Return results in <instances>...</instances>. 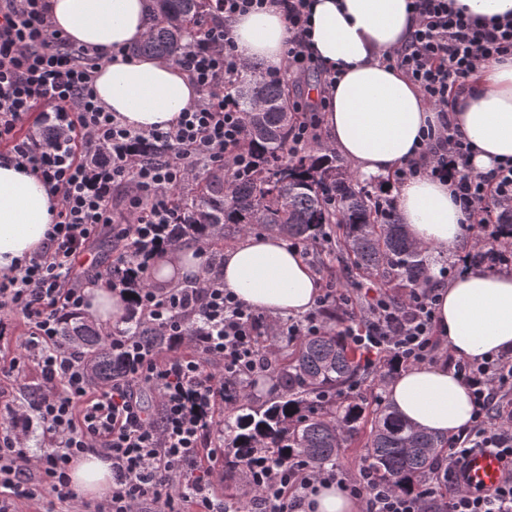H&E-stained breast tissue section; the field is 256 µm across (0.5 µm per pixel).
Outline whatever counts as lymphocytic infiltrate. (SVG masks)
<instances>
[{
	"label": "lymphocytic infiltrate",
	"mask_w": 512,
	"mask_h": 512,
	"mask_svg": "<svg viewBox=\"0 0 512 512\" xmlns=\"http://www.w3.org/2000/svg\"><path fill=\"white\" fill-rule=\"evenodd\" d=\"M268 2L212 0L204 35L188 39L175 57L200 90L197 103L169 128L137 131L99 105L94 73L100 55L51 27L46 0H0V145L6 160L30 170L59 199L44 251L0 272V337L15 315L28 327L21 357L0 372L11 376L24 367L39 376L34 400L19 390L1 405L0 512H13L15 499L47 493L65 505L76 500L70 470L88 452L112 463V488L93 512H185L190 505L196 512H224V502L211 496L224 454L217 403L272 371L285 339L326 331L329 311H336L341 336L362 351L367 367L434 360L435 281L401 298L330 283L313 311L288 322L265 319L214 275L197 278L190 292L147 284L151 257L181 242L177 228L189 221L172 203L175 190L209 171L223 172L229 183L243 179L255 163L242 148L248 128L234 92L246 65L224 22ZM282 4L290 37L282 68L262 74L269 82L298 81L318 69L307 50L312 0ZM412 6L419 23L386 61L417 86L440 121L398 177L449 181L473 240L471 264L511 270L512 237L490 223L512 222V162L473 171L470 145L448 112L480 63L512 54V20L481 25L449 0H412ZM32 113L41 130L22 134ZM107 227L117 253L113 268L122 282L135 283L140 320L165 336L168 354L158 358L138 337L110 333L129 369L122 379L95 386L62 330L64 315L86 303L90 280L78 276V259ZM262 334L270 343H258ZM452 366L473 398V420L436 456L415 491L378 480L365 464L350 472L303 456L285 464L259 458L245 465L240 505L245 512H302L318 485L333 483L359 512H512V352L460 358ZM146 391L157 399L155 412L146 410ZM36 427L49 453L32 451ZM475 452L502 461L505 478L495 488L458 480L459 467Z\"/></svg>",
	"instance_id": "f902f5d3"
}]
</instances>
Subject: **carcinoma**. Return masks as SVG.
<instances>
[{"label":"carcinoma","instance_id":"obj_1","mask_svg":"<svg viewBox=\"0 0 512 512\" xmlns=\"http://www.w3.org/2000/svg\"><path fill=\"white\" fill-rule=\"evenodd\" d=\"M154 24L139 54L172 57L186 39L203 33L209 0H152ZM288 90L264 81L252 69L239 82L237 97L248 125L245 147L258 157L251 176L224 183V174L195 177L190 193L175 194V204L190 216L184 234L208 238L215 251L224 237L260 227L317 249L336 242L344 270L352 281L367 280L399 297L427 280L422 249L412 243L398 219L375 205V196L335 157L317 148L303 156L289 150L292 129L304 118L288 111ZM264 107L255 109L256 101ZM127 333L149 349L163 345L130 316ZM64 341L76 344L94 381L126 374V358L112 349L108 336L66 316ZM282 390L265 410H254L243 390L224 418V457L230 474L245 472L247 459L262 455L276 462L305 456L319 465L338 464L349 438L370 422L364 461L379 479L411 490L427 474L436 448L447 442L418 430L385 403L383 370L372 375L375 408L347 395L351 384L366 377L355 351L334 330L300 336L285 361L274 370Z\"/></svg>","mask_w":512,"mask_h":512}]
</instances>
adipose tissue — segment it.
<instances>
[{
    "label": "adipose tissue",
    "instance_id": "ef3b65f1",
    "mask_svg": "<svg viewBox=\"0 0 512 512\" xmlns=\"http://www.w3.org/2000/svg\"><path fill=\"white\" fill-rule=\"evenodd\" d=\"M48 16L73 43L102 55L97 99L123 125L141 131L168 125L197 101V85L173 60L130 54L153 24L152 0H48ZM417 23L410 0H313L308 50L324 69L339 74L325 92L322 112L330 146L360 174L389 180L409 239L452 260L461 250L466 221L449 183L426 175L393 178L438 123L418 89L382 62ZM230 37L243 62L259 60L271 70L282 66L288 31L278 5L235 17ZM450 119L471 145L474 171L512 160V56L475 69ZM57 205L40 178L0 162V271L42 249ZM200 263L193 250H167L154 259L151 278L169 287L199 274ZM219 274L225 290L271 314H304L320 291L309 263L277 234L250 236L226 248ZM86 296L87 317L120 325L126 293L93 286ZM436 324L456 356L479 360L512 350V272L473 268L456 277L439 292ZM388 398L412 426L445 438L457 435L473 415L467 387L440 363L401 371ZM72 484L87 494L106 492L110 461L92 453L81 457Z\"/></svg>",
    "mask_w": 512,
    "mask_h": 512
}]
</instances>
